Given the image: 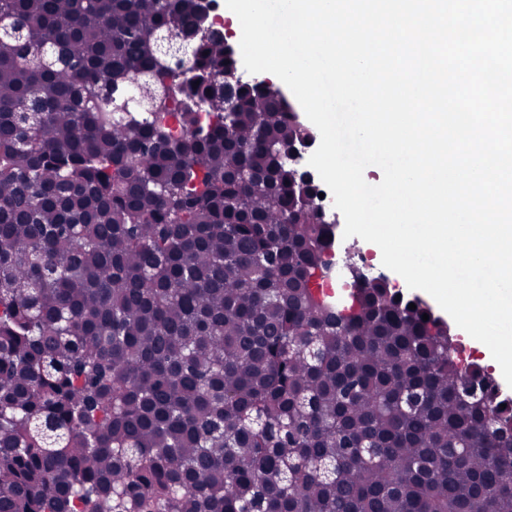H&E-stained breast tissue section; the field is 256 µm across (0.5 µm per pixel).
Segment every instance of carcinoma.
I'll return each mask as SVG.
<instances>
[{
    "label": "carcinoma",
    "mask_w": 512,
    "mask_h": 512,
    "mask_svg": "<svg viewBox=\"0 0 512 512\" xmlns=\"http://www.w3.org/2000/svg\"><path fill=\"white\" fill-rule=\"evenodd\" d=\"M224 60L198 0H0V512H512V399L385 277L318 297Z\"/></svg>",
    "instance_id": "1"
}]
</instances>
